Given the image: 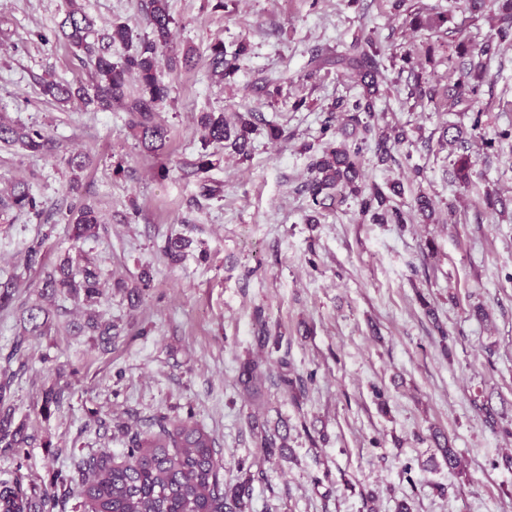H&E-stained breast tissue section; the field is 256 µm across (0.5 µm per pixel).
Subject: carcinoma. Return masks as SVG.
<instances>
[{"label":"carcinoma","mask_w":512,"mask_h":512,"mask_svg":"<svg viewBox=\"0 0 512 512\" xmlns=\"http://www.w3.org/2000/svg\"><path fill=\"white\" fill-rule=\"evenodd\" d=\"M145 10L151 35L140 39L134 53L116 62L108 53L109 47L117 43L129 44L132 31L123 24H114L100 37L106 42L100 47L90 41V36L95 33L94 20L79 8L69 10L59 22L55 38L85 55L91 70L90 83L44 80L39 83L37 94L58 103L78 101L100 111L122 104L133 114L132 123L138 128L142 147L155 152L165 146L169 134L165 125L155 121L154 112L170 93L162 80L159 63L163 50L170 44L174 19L167 0H145ZM500 10L502 25L497 30V37L507 40L512 37V0H502ZM461 48L462 55L469 57V63L463 69L460 87L476 97L486 73L483 57L490 54L491 45L486 43L475 48L463 44ZM246 54L244 44L229 53L224 44L218 42L210 48L209 66L214 72L228 77L240 70ZM336 64L345 69V75L361 88V92L353 99L337 98L328 107L329 119L324 121L322 135L333 137L337 134L330 118L338 112L343 113L350 122L348 136L352 143L340 142L313 158L311 176L305 185L312 204L321 207L342 189L359 201L361 214L370 216L377 224H412L418 216L425 222L430 221L434 208L428 197L417 196L414 204L404 210L392 200V197L402 195L400 186L392 185L386 193L377 185L368 189L362 182V158L370 144H375L378 161L385 163L390 158L388 144L400 145L408 141L404 126L381 127L375 119V101L386 79L381 48L370 37L357 39L352 52L336 58ZM132 75L140 87L135 97L127 93L128 79ZM407 89V98L416 101H431L436 95L434 86L419 79ZM199 123L206 132L207 142H225L242 156L247 154L251 135L258 130L251 112L238 114L233 124L222 112H203ZM481 127L482 113L474 112L470 130L452 123L443 130L442 137L462 145L466 143V134L474 135ZM0 142H17L33 153L44 150L47 145L41 130L2 122ZM453 166L459 185L468 187L472 183L474 167L471 155H457ZM12 200L19 211L39 214V202L28 184H16ZM68 224L72 226L74 239L85 240L97 233L101 217L94 207L81 204L70 210ZM43 293L52 297L65 293L83 299L89 306L102 297L97 270L88 266L75 270L67 261L46 273ZM48 319L49 312L43 306L29 307L24 332H44ZM88 327L103 341H112L111 323H102L91 313ZM281 368L280 382L298 405L306 392V384L313 381V374L290 376L286 360L282 361ZM239 381L253 400H261L265 373L259 361L245 359L240 367ZM9 387L10 379L0 382V445L23 448L28 444V436L21 427L13 426V405L7 398ZM119 431L125 439L121 455L114 456L110 451L102 450L83 461L79 496L84 512H243L246 500L250 499L251 478L232 487L224 484L223 465L216 457L215 438L199 426L192 415L176 420L161 415L152 430L140 431L121 425ZM254 438L256 447L261 449L264 457L270 458L288 447V424L283 422L272 427L265 424L254 433ZM433 439L448 462V469L464 473L462 460L449 445L447 435L436 430ZM31 507L32 503L19 482H0V512H30Z\"/></svg>","instance_id":"cac0c4a2"}]
</instances>
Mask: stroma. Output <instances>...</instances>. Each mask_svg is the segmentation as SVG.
<instances>
[{
    "label": "stroma",
    "mask_w": 512,
    "mask_h": 512,
    "mask_svg": "<svg viewBox=\"0 0 512 512\" xmlns=\"http://www.w3.org/2000/svg\"><path fill=\"white\" fill-rule=\"evenodd\" d=\"M97 32L123 23L149 34L141 0H0V121L42 129L47 148L32 153L0 142V283H13L0 308V375L11 379L15 424L33 441L0 447V480L27 494L57 492L56 512H80L62 479L101 449L121 452L117 431L149 430L156 416H194L216 438L225 483L252 477L246 512H512V143L469 141L474 175L452 174L458 146L440 145L444 126L482 111V133L512 124V41L497 42L500 0L477 11L452 0H168L171 46L194 63L165 72L171 91L156 114L165 147L145 151L131 113L61 105L39 97L42 79L87 80L79 52L52 32L71 4ZM447 15L438 28L414 15ZM376 39L392 62L375 110L379 123L407 127L411 141L379 163L363 160L365 185L404 186L402 203L426 194L431 224H375L354 199L313 207L305 190L313 157L326 146L320 128L334 99L359 89L342 69L313 70L314 57ZM246 44L241 70L215 75L209 48ZM492 42L476 101L448 93L461 75L458 44ZM434 77V100L414 101L406 86ZM281 96H274V88ZM248 111L278 124L258 129L250 155L205 142L200 113ZM213 157L195 171L199 153ZM167 175H160V168ZM27 183L39 215L9 207L15 183ZM502 204L489 210L483 194ZM85 201L104 226L74 241L67 223ZM188 240L178 262L168 238ZM44 244L42 267L25 269L29 247ZM95 267L106 293L98 312L118 332L103 343L74 302L42 298L39 282L65 257ZM443 324L435 329L423 305ZM49 311L44 335L23 331L22 311ZM484 305L489 320L478 319ZM279 346H259L256 313ZM260 358L267 370L262 404L239 383V366ZM314 373L301 404L278 384L281 359ZM61 408L44 412L49 389ZM384 390L380 413L375 390ZM488 402L502 431L476 409ZM288 422L284 457L265 460L254 420ZM444 429L467 461L449 470L430 437Z\"/></svg>",
    "instance_id": "obj_1"
}]
</instances>
